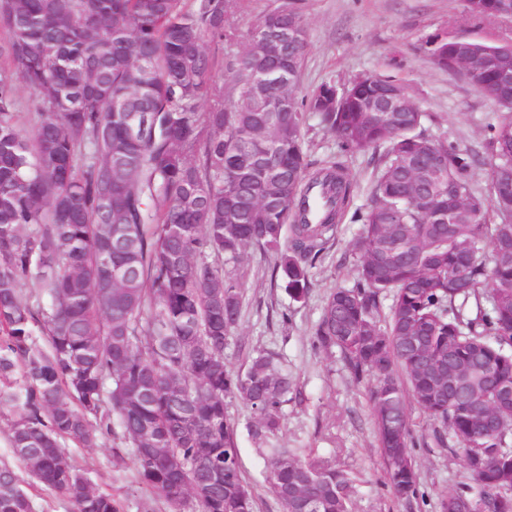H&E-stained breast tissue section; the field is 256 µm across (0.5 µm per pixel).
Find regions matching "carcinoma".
Returning <instances> with one entry per match:
<instances>
[{
  "label": "carcinoma",
  "mask_w": 512,
  "mask_h": 512,
  "mask_svg": "<svg viewBox=\"0 0 512 512\" xmlns=\"http://www.w3.org/2000/svg\"><path fill=\"white\" fill-rule=\"evenodd\" d=\"M241 0H0V421L23 471L0 464V512H36L42 486L73 512H120L71 462L69 448L113 439L131 449L140 482L190 512H254L226 399L250 406L261 440L280 430L295 385L277 355L244 370L224 360L243 289L220 258L271 251L291 300L335 237L354 184L343 157L371 150L376 176L352 242V286L327 296L315 329L357 381L395 497L419 482L408 401L435 443L461 456L469 482L440 500L469 512H512V178L477 190V162L512 170V86L492 88L501 116L478 159L425 135L413 102L379 112L399 81L354 79L338 98L323 84L300 98L306 27L294 7L258 17L227 65ZM501 18L512 0H469ZM296 41L266 52L270 32ZM457 48L431 41L448 69ZM512 50L489 45L496 84ZM38 112L18 111V85ZM149 107L146 138L129 112ZM335 134L336 160H307L305 113ZM273 152V165L265 156ZM467 265L464 282L454 279ZM390 304H385V301ZM45 340H40V337ZM265 481L282 512H352V478L325 458L265 449Z\"/></svg>",
  "instance_id": "obj_1"
}]
</instances>
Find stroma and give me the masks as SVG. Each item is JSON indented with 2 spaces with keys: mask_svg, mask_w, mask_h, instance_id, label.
<instances>
[{
  "mask_svg": "<svg viewBox=\"0 0 512 512\" xmlns=\"http://www.w3.org/2000/svg\"><path fill=\"white\" fill-rule=\"evenodd\" d=\"M308 31V51L299 83L307 94L329 83L346 88L356 76L376 72L402 80L425 112L427 134L459 148L481 151L485 127L498 115L488 98L460 74L436 67L427 52L435 37L474 38L499 45L512 39V23L476 18L464 0H292ZM358 226L344 220L332 245L310 271L311 287L300 302L290 300L273 272L272 253L253 247L225 271L244 284L241 318L227 338L224 355L235 369L259 351L279 353L288 365L297 397L282 409L281 445L332 458L354 480L353 512H439L445 494L467 483L462 462L435 447L428 418L410 410V426L420 489L425 497L406 501L385 485V462L370 408L369 381H356L339 353L315 345L314 331L327 295L352 285L351 242ZM226 411L237 428L243 474L251 485L255 512H281L264 482L266 458L249 432L253 414L230 398ZM72 463L117 500L122 512H172L169 504L140 482L131 453L115 458L111 442L74 448Z\"/></svg>",
  "mask_w": 512,
  "mask_h": 512,
  "instance_id": "1",
  "label": "stroma"
}]
</instances>
